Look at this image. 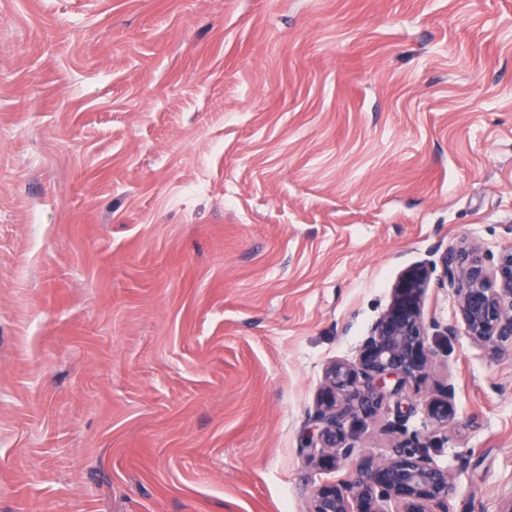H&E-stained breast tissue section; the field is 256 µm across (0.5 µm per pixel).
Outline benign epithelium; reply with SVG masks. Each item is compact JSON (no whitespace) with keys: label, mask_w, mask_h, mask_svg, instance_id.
<instances>
[{"label":"benign epithelium","mask_w":512,"mask_h":512,"mask_svg":"<svg viewBox=\"0 0 512 512\" xmlns=\"http://www.w3.org/2000/svg\"><path fill=\"white\" fill-rule=\"evenodd\" d=\"M440 263L456 297V315L473 341L497 353L512 349V246L486 259L475 248L450 247ZM435 267L413 265L398 276L388 308L373 324L355 360H333L316 397L315 426L306 448L319 469L336 470L353 455L345 423L370 417L407 387L426 380L433 352L428 344L425 296ZM455 386L446 384L425 400L427 418L441 426L454 422ZM448 470L436 465L420 445H405L380 463L365 464L351 478L323 483L312 492L311 512H449Z\"/></svg>","instance_id":"7a95c632"}]
</instances>
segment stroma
Masks as SVG:
<instances>
[{
  "mask_svg": "<svg viewBox=\"0 0 512 512\" xmlns=\"http://www.w3.org/2000/svg\"><path fill=\"white\" fill-rule=\"evenodd\" d=\"M464 243L512 244V0H0V512H310L400 441L501 512L512 353L439 335V270L425 383L304 450ZM435 268L404 269L388 308L373 324L355 360L327 364L316 397L315 426L304 447L317 468L339 469L353 455L355 447L345 430L349 417H370L388 399H398L408 386L426 380L433 356L428 328L437 325L425 321L424 305ZM454 400L455 386L447 383L439 394L425 400L424 411L427 418L432 423L448 427L456 418Z\"/></svg>",
  "mask_w": 512,
  "mask_h": 512,
  "instance_id": "35a3bbf8",
  "label": "stroma"
}]
</instances>
